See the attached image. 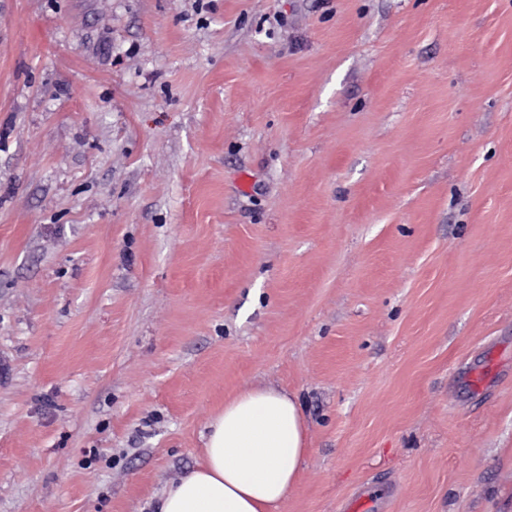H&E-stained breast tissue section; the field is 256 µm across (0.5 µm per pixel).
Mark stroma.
<instances>
[{"mask_svg": "<svg viewBox=\"0 0 512 512\" xmlns=\"http://www.w3.org/2000/svg\"><path fill=\"white\" fill-rule=\"evenodd\" d=\"M258 381L280 512H512V0H0V512H154Z\"/></svg>", "mask_w": 512, "mask_h": 512, "instance_id": "35a3bbf8", "label": "stroma"}]
</instances>
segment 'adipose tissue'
<instances>
[{
	"mask_svg": "<svg viewBox=\"0 0 512 512\" xmlns=\"http://www.w3.org/2000/svg\"><path fill=\"white\" fill-rule=\"evenodd\" d=\"M307 451L297 395L247 386L210 418L200 461L164 486L156 512H279Z\"/></svg>",
	"mask_w": 512,
	"mask_h": 512,
	"instance_id": "ef3b65f1",
	"label": "adipose tissue"
}]
</instances>
